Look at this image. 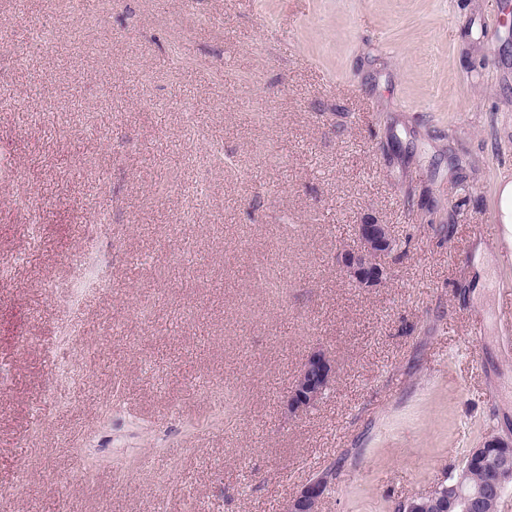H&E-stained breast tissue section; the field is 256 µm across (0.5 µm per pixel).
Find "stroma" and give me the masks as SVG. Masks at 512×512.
<instances>
[{"mask_svg":"<svg viewBox=\"0 0 512 512\" xmlns=\"http://www.w3.org/2000/svg\"><path fill=\"white\" fill-rule=\"evenodd\" d=\"M511 12L0 0V512H282L317 477L322 512H396L511 439L512 262L492 289L477 263L512 178ZM104 212L110 286L69 308L46 286ZM366 219L396 241L371 291L336 265ZM68 321L100 359L61 407ZM315 348L336 382L291 413Z\"/></svg>","mask_w":512,"mask_h":512,"instance_id":"obj_1","label":"stroma"}]
</instances>
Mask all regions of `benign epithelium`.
Returning <instances> with one entry per match:
<instances>
[{"label": "benign epithelium", "instance_id": "7a95c632", "mask_svg": "<svg viewBox=\"0 0 512 512\" xmlns=\"http://www.w3.org/2000/svg\"><path fill=\"white\" fill-rule=\"evenodd\" d=\"M357 245L345 248L336 256V262L350 283L363 291L382 287L390 274L388 258L395 247L389 225L363 222L355 225ZM336 382V365L332 356L321 348L309 352L288 392L287 405L292 413L304 412L315 406L325 391ZM512 448L499 437L488 438L471 455L485 461L492 472L491 481L472 493L465 473L448 477V484L429 492L433 512H448V502L455 501L461 512H482L483 498L501 496L512 484V455L491 456L488 448ZM327 484L324 479L307 481L301 490L288 500L284 512H319Z\"/></svg>", "mask_w": 512, "mask_h": 512}]
</instances>
